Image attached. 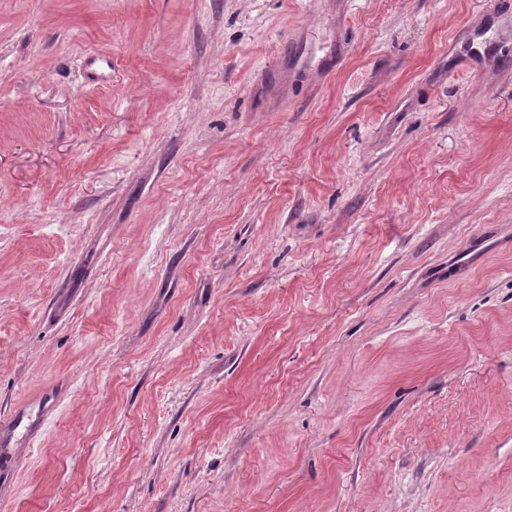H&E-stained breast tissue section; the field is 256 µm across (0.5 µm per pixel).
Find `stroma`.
I'll return each mask as SVG.
<instances>
[{"instance_id": "stroma-1", "label": "stroma", "mask_w": 512, "mask_h": 512, "mask_svg": "<svg viewBox=\"0 0 512 512\" xmlns=\"http://www.w3.org/2000/svg\"><path fill=\"white\" fill-rule=\"evenodd\" d=\"M0 0V512H512V8Z\"/></svg>"}]
</instances>
